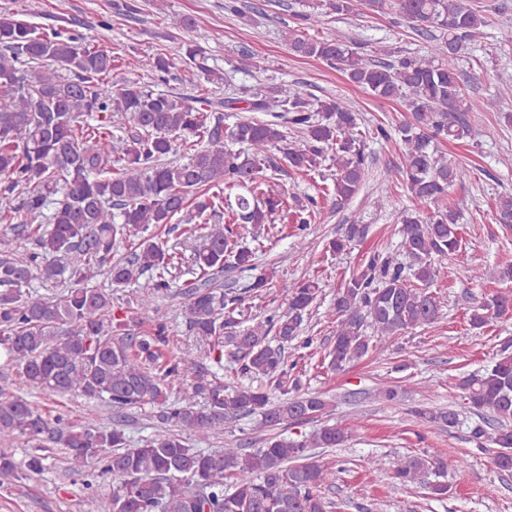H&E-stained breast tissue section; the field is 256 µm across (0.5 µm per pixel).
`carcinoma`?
<instances>
[{"mask_svg":"<svg viewBox=\"0 0 512 512\" xmlns=\"http://www.w3.org/2000/svg\"><path fill=\"white\" fill-rule=\"evenodd\" d=\"M319 6L338 15L391 12L431 32L435 41L426 55L377 64L345 41L310 36L313 13L301 15V26L288 30L294 55L335 67L374 98L403 101L412 120L396 129L405 152L395 175L428 207L400 216L409 266L375 253L337 290L329 365L340 371L368 352L366 319L378 337L437 319L441 301L431 291L437 276L431 259L460 247L462 216L446 200L448 189L469 170L448 163L436 143L468 138L467 113L511 98L512 86L503 85L482 103L465 98L457 64L487 24L466 0H321ZM180 51L182 62L205 82H224L223 74L207 66L197 41L184 40ZM148 66L164 82L174 63L158 53ZM114 69V56L69 28L43 30L14 12H0V205L8 207L13 194L21 195L19 209L28 220L16 228L33 241L26 254L0 258V359L49 395L83 396L117 412L153 404L160 430L130 448L119 422L64 426L4 382L0 442L24 438L35 442V453L21 465L0 448V486L18 480L24 468L44 471L50 455L40 441L47 439L68 450L73 474L112 477V492L95 499V512H332L335 503L323 489L334 472L312 449L341 447L347 433L334 424L303 439L278 433L327 410L322 396L295 393L286 355L320 283L299 282L289 289L283 312L242 328L234 313L244 296L213 287L210 275L224 271L227 260L242 271L257 269L254 253L238 245L235 225L266 224L285 204L284 192L263 174L271 150L282 153L288 167L305 172L332 161L336 205L357 194L366 177L365 132L357 113L336 99L310 100L288 83L246 88L243 96L216 103L130 80L112 91L104 80ZM242 104L247 112L265 113V119L244 118L224 127L222 111ZM221 181L236 190L233 199L208 195ZM314 207L312 199L295 207L299 230L312 223ZM226 208L235 214L228 223ZM495 212L498 223L511 225L512 196L499 197ZM42 217L48 226L39 223ZM176 217L198 241L193 259L200 277L180 289L189 330L220 359L229 348L240 375L250 379L246 385L231 388L205 377L188 352L162 361L167 325L157 323L149 334L132 332L112 313L111 295L95 284L104 272L115 286L135 284L141 288L140 309H151L171 288L175 256L144 233ZM365 233L366 225L349 224L329 248L341 252ZM124 237L137 243L119 258L115 246ZM66 274L74 286L61 294L29 295L32 280L56 283ZM272 279L273 272L261 271L245 292L264 290ZM508 313L512 295L495 294L477 302L469 324L480 330ZM174 386L183 396L171 402L168 389ZM456 387L474 414L495 422L490 432L472 428L479 449L491 451L497 469L512 470V338H504L492 365L461 377ZM198 396L204 404L196 403ZM414 414L440 429L460 423V413L451 408ZM243 415L258 417L260 427L271 432L260 448L204 452L188 445L187 436L220 435ZM461 467V460L448 456H407L398 460L393 478L407 485L430 473L429 494L441 499L448 496V470Z\"/></svg>","mask_w":512,"mask_h":512,"instance_id":"cac0c4a2","label":"carcinoma"}]
</instances>
